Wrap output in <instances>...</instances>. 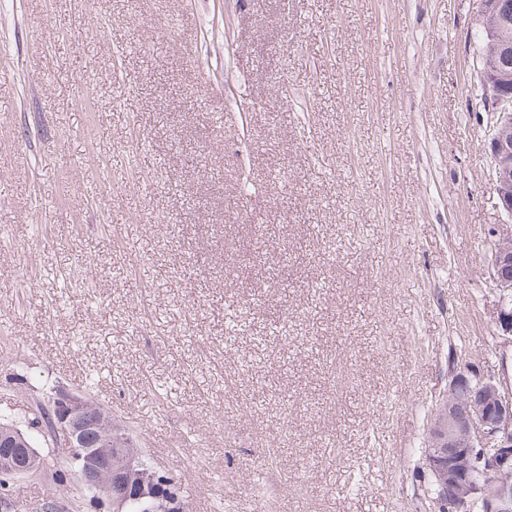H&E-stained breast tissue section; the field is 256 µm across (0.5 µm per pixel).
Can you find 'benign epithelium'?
<instances>
[{
    "mask_svg": "<svg viewBox=\"0 0 512 512\" xmlns=\"http://www.w3.org/2000/svg\"><path fill=\"white\" fill-rule=\"evenodd\" d=\"M485 110L497 116L490 143L497 184L512 182V141L499 139L512 114L500 110L491 93L484 95ZM491 267L505 291L498 316L499 330L512 337V232L495 240ZM96 405L88 398L66 391L52 400L50 429L53 447L78 463L82 488L106 500L122 512L131 487L121 483L112 465L116 455L134 462L130 448H112V421L95 419ZM435 451L428 467L440 480L438 500H448L453 512H512V397L505 395L494 378L457 374L452 379L443 408L431 430ZM35 449L27 448L14 425H0V473L27 476L44 465Z\"/></svg>",
    "mask_w": 512,
    "mask_h": 512,
    "instance_id": "benign-epithelium-1",
    "label": "benign epithelium"
}]
</instances>
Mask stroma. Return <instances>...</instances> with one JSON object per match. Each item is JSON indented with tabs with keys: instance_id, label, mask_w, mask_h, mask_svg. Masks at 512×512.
Returning <instances> with one entry per match:
<instances>
[{
	"instance_id": "stroma-1",
	"label": "stroma",
	"mask_w": 512,
	"mask_h": 512,
	"mask_svg": "<svg viewBox=\"0 0 512 512\" xmlns=\"http://www.w3.org/2000/svg\"><path fill=\"white\" fill-rule=\"evenodd\" d=\"M480 10L0 0V422L89 391L186 512H438L453 373L512 389Z\"/></svg>"
}]
</instances>
